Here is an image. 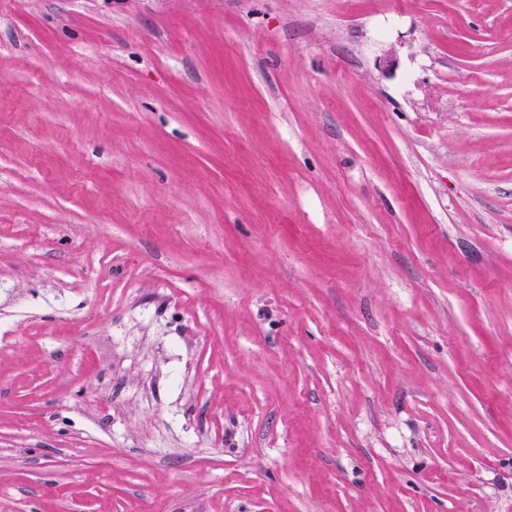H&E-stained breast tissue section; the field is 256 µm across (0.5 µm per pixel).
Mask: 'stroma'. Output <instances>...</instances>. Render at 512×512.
<instances>
[{"instance_id":"1","label":"stroma","mask_w":512,"mask_h":512,"mask_svg":"<svg viewBox=\"0 0 512 512\" xmlns=\"http://www.w3.org/2000/svg\"><path fill=\"white\" fill-rule=\"evenodd\" d=\"M0 512H512V0H0Z\"/></svg>"}]
</instances>
